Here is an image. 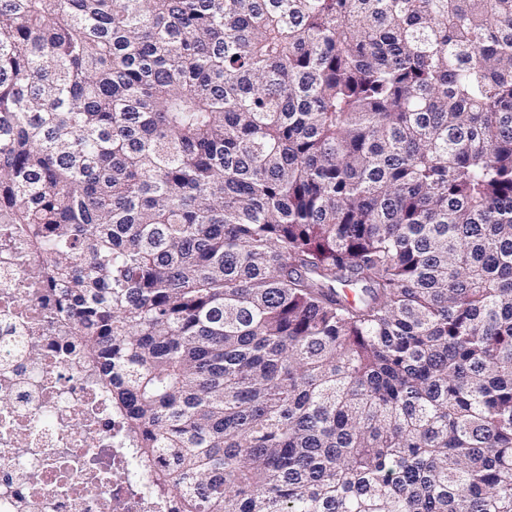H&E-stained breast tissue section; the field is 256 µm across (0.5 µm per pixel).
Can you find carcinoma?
<instances>
[{
    "mask_svg": "<svg viewBox=\"0 0 512 512\" xmlns=\"http://www.w3.org/2000/svg\"><path fill=\"white\" fill-rule=\"evenodd\" d=\"M0 224L182 512H512V0H0Z\"/></svg>",
    "mask_w": 512,
    "mask_h": 512,
    "instance_id": "carcinoma-1",
    "label": "carcinoma"
}]
</instances>
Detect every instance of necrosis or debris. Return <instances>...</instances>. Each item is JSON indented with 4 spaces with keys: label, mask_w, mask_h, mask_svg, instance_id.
<instances>
[{
    "label": "necrosis or debris",
    "mask_w": 512,
    "mask_h": 512,
    "mask_svg": "<svg viewBox=\"0 0 512 512\" xmlns=\"http://www.w3.org/2000/svg\"><path fill=\"white\" fill-rule=\"evenodd\" d=\"M32 262L19 241L0 253V512H178L139 469L95 367L55 336Z\"/></svg>",
    "instance_id": "4bbe7bcc"
}]
</instances>
